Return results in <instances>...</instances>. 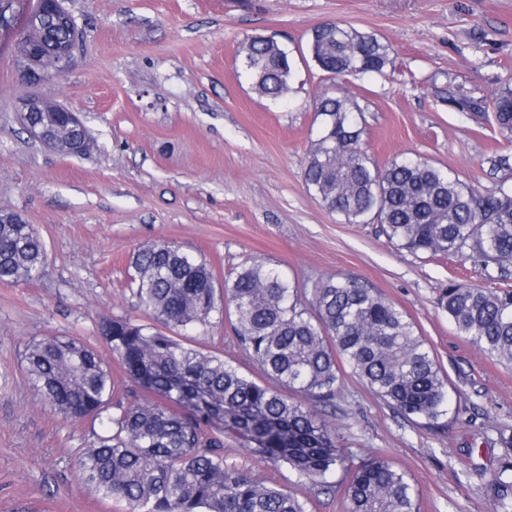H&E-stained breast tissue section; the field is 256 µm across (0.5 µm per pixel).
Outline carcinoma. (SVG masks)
<instances>
[{
    "instance_id": "cac0c4a2",
    "label": "carcinoma",
    "mask_w": 512,
    "mask_h": 512,
    "mask_svg": "<svg viewBox=\"0 0 512 512\" xmlns=\"http://www.w3.org/2000/svg\"><path fill=\"white\" fill-rule=\"evenodd\" d=\"M308 49L333 78L382 75L390 63L388 43L344 23L314 28ZM243 53L261 94L288 93L293 63L277 42L254 36ZM492 104L499 134L511 139L512 89ZM315 109L322 125L305 182L343 223L376 222L414 255H454L485 269L512 263V186L480 192L421 157L381 167L365 147L354 100L324 93ZM45 260L32 225L0 223L1 282H33ZM130 267L137 303L158 326L112 317L99 333L142 396L112 400L110 366L77 339L49 336L24 352L30 383L57 415L104 426L78 460L81 485L127 512H307L293 493L225 463L227 433L251 455L287 465L298 484L343 492L348 512H419L405 471L381 456L354 462L306 403L333 404L346 366L402 416L445 425L447 379L406 312L348 276L318 283L310 310L299 285L262 259L242 264L218 289L203 260L164 240L138 248ZM438 305L467 342L512 367L511 289L450 282ZM216 312L234 317L238 345L273 385L176 338ZM490 493V512H512V464L500 468Z\"/></svg>"
}]
</instances>
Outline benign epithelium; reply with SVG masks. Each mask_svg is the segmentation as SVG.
Returning <instances> with one entry per match:
<instances>
[{
  "label": "benign epithelium",
  "mask_w": 512,
  "mask_h": 512,
  "mask_svg": "<svg viewBox=\"0 0 512 512\" xmlns=\"http://www.w3.org/2000/svg\"><path fill=\"white\" fill-rule=\"evenodd\" d=\"M51 13L54 19L71 34L70 42L61 50L51 46L58 53L59 70L64 72L74 60V51L79 45L80 31L72 15L64 8L63 0H35L31 13L43 16ZM0 30L17 35L15 43L16 60L29 82L37 83L50 76L42 65L45 57L41 44L29 41V32L24 24L8 15H0ZM22 120L28 133L46 146L66 156H81L90 149L85 126L75 113L60 104H49L35 97L20 101Z\"/></svg>",
  "instance_id": "obj_1"
}]
</instances>
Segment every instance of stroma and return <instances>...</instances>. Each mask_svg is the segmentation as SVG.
Instances as JSON below:
<instances>
[{"instance_id": "obj_1", "label": "stroma", "mask_w": 512, "mask_h": 512, "mask_svg": "<svg viewBox=\"0 0 512 512\" xmlns=\"http://www.w3.org/2000/svg\"><path fill=\"white\" fill-rule=\"evenodd\" d=\"M83 32L67 72L22 83L12 39L0 37V209L43 239L47 261L30 283L0 282V512H126L82 487L77 460L100 424L68 422L30 384L26 346L72 336L108 357L122 394L137 393L99 334L103 319L153 325L132 293L139 247L168 240L204 259L216 284L261 258L299 284L305 303L323 278L350 276L404 310L448 379V424L398 414L344 374L335 409L318 414L355 459L385 457L406 471L420 512H488L489 485L512 432V368L464 340L437 298L449 280L511 288L512 264L481 269L456 256H415L376 224H345L304 181L321 119L314 99L348 95L378 164L427 159L484 190L512 184V142L494 129L491 96L512 88V0H66ZM335 21L391 46L384 74L328 78L308 39ZM287 48V98L261 96L242 61L247 38ZM35 92L84 121L93 148L60 154L30 136L19 100ZM184 342L234 360L261 379L229 321ZM227 463L296 491L308 512H346L341 495L298 485L285 465L224 441Z\"/></svg>"}]
</instances>
